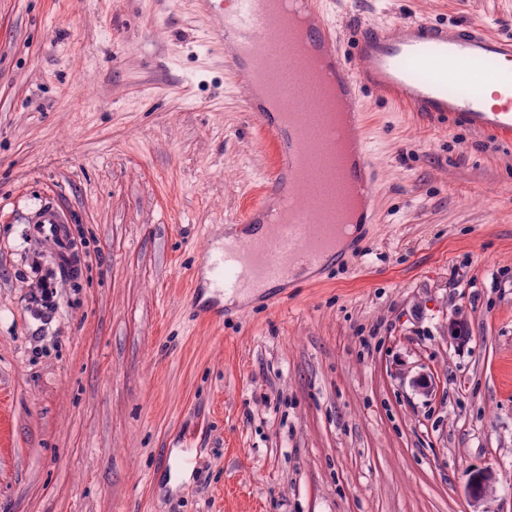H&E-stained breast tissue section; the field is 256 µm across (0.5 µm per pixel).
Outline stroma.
Returning <instances> with one entry per match:
<instances>
[{
    "mask_svg": "<svg viewBox=\"0 0 512 512\" xmlns=\"http://www.w3.org/2000/svg\"><path fill=\"white\" fill-rule=\"evenodd\" d=\"M324 8L345 55L364 22L512 35V0ZM210 29L195 0H0V512H472L483 468L512 512V146L368 92L378 223L200 321L209 250L277 203ZM496 483L495 473L490 469L476 471L469 474L466 481V490L473 506L478 505L493 489Z\"/></svg>",
    "mask_w": 512,
    "mask_h": 512,
    "instance_id": "1",
    "label": "stroma"
}]
</instances>
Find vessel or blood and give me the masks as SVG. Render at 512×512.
<instances>
[{
	"mask_svg": "<svg viewBox=\"0 0 512 512\" xmlns=\"http://www.w3.org/2000/svg\"><path fill=\"white\" fill-rule=\"evenodd\" d=\"M303 2L317 20L308 39L322 44L337 79L352 99L361 166L371 164L365 144L367 114L361 99L366 90L403 103L421 120L488 134L512 144V69L500 67L501 62H512V37L492 33L477 21L448 25L407 20L391 28L364 25L357 29L352 58L346 61L336 51V29L319 0ZM275 4L276 0H197L212 22L215 42L223 48L225 68L233 77H240L244 65L273 63L280 85L287 87L289 94L298 101L316 103L315 78L306 61L292 52L290 24L277 14ZM477 61L495 65L479 77L481 83L494 86L493 95L453 93L450 86L458 74ZM420 65L430 68V76L418 77ZM244 106L261 129L281 138L282 128L256 99L245 100ZM301 123L304 135L289 139L287 152L278 156V169L291 174L297 163L306 164L312 178L298 191L316 194L319 220L312 224L306 215L291 213L283 221L268 224L262 236L244 232L226 241L223 252L211 258L215 288L234 294L273 281L284 282L292 267L322 269L327 255L334 251L338 191L345 173L336 162L309 156L314 142L326 135L318 112L305 113Z\"/></svg>",
	"mask_w": 512,
	"mask_h": 512,
	"instance_id": "obj_1",
	"label": "vessel or blood"
}]
</instances>
